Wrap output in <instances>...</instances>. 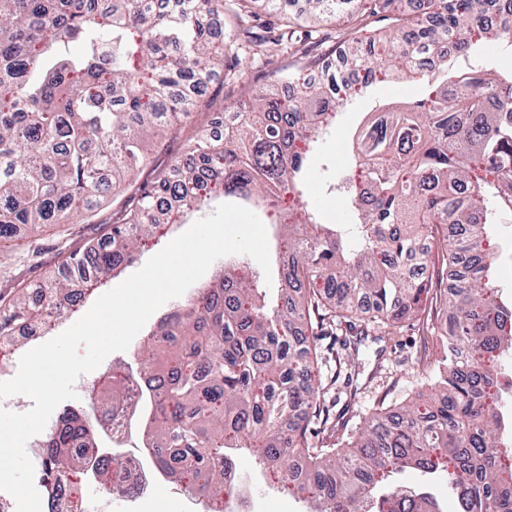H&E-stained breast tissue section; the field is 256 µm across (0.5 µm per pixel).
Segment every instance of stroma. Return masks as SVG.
<instances>
[{"label": "stroma", "mask_w": 512, "mask_h": 512, "mask_svg": "<svg viewBox=\"0 0 512 512\" xmlns=\"http://www.w3.org/2000/svg\"><path fill=\"white\" fill-rule=\"evenodd\" d=\"M294 29L300 36L312 33V42L304 46L311 56L337 53L351 32L350 24L342 18L315 25L300 21ZM293 62V57L282 55L274 65L285 68ZM271 66L267 65L265 57L248 54L242 56L237 68L238 80L222 75L214 78L209 89L213 103L204 116L205 121H212L214 114L223 111L225 105L247 99L253 89L270 86ZM371 90L370 97L356 99L351 110L341 114L336 123V134L325 146L324 160L312 163L308 194L318 204L324 222L329 224L347 223L349 214L341 198L327 194L324 188L326 170L349 167L352 134L356 126L366 120L368 112L379 105L411 100L421 94L423 84L419 81L376 80ZM197 130V123L184 124L166 140L152 146L148 164L132 177V184L153 182L160 171L179 163L188 141ZM121 203V196L106 198L94 224H51L35 235L30 234L27 225H18L19 239L37 246L39 253L31 261L20 248L8 243L0 245V291H9L21 281L36 282L45 278L57 266L62 252L82 246L87 239L103 232L106 225L112 224ZM318 335L321 358L315 371L322 380L324 397L332 406L333 416L346 423V434L352 438L359 436L372 413L412 403L419 394L428 392L429 378L419 374L418 369L441 356L438 340L427 333L426 325L420 319L404 323L397 333L375 329L367 337L363 336L361 326L334 320L325 322ZM236 467L250 479L258 512H303L302 502L267 482L253 455H239ZM83 494L90 503L111 498V512H204L205 508L204 503L181 500L169 483H158L151 492L128 496L109 492L88 478L83 482Z\"/></svg>", "instance_id": "1"}]
</instances>
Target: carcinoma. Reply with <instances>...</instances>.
<instances>
[{
  "mask_svg": "<svg viewBox=\"0 0 512 512\" xmlns=\"http://www.w3.org/2000/svg\"><path fill=\"white\" fill-rule=\"evenodd\" d=\"M273 0H0V244L17 224L95 223L100 198L120 190L148 161L147 143L208 109L207 89L230 55L299 54L294 33L257 38L252 23ZM317 20L346 15L351 37L338 55L272 71L275 87L225 113L224 135H199L182 164L131 192L122 219L65 254L49 303L65 311L117 274L142 242L169 223L167 199L201 210L222 195L263 213L285 241L276 258L277 298L262 275L230 258L224 270L157 324L137 358L147 383L126 403L109 385L105 413L144 422L142 450L170 480L190 479L202 499L238 497L235 452L256 451L283 473L307 512H440L426 490L389 483L403 468L437 475L469 512H512V394L499 378L512 364V297L489 278L495 256L484 241L512 209V74H460L456 58L487 37L512 46V0H304ZM390 12L392 29L367 20ZM83 52L74 56L70 44ZM412 102L391 104L357 127L353 163L330 192L349 224H324L306 193L309 158L346 104L370 82L424 75ZM426 240L450 272L441 302L448 354L428 374L424 400L368 418L359 441L315 448L309 425L337 428L309 367L314 328L358 320L394 331L429 298ZM36 285L0 294V336L42 313ZM99 425L76 413L43 440L47 471L81 468L108 489Z\"/></svg>",
  "mask_w": 512,
  "mask_h": 512,
  "instance_id": "obj_1",
  "label": "carcinoma"
}]
</instances>
